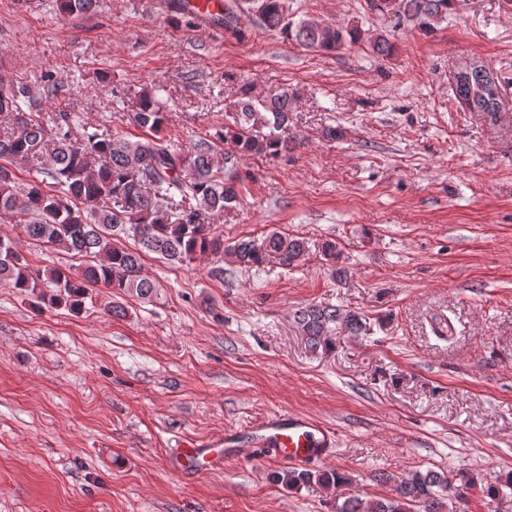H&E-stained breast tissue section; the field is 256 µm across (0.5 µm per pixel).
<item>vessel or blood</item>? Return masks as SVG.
Listing matches in <instances>:
<instances>
[{"instance_id":"b4317fda","label":"vessel or blood","mask_w":512,"mask_h":512,"mask_svg":"<svg viewBox=\"0 0 512 512\" xmlns=\"http://www.w3.org/2000/svg\"><path fill=\"white\" fill-rule=\"evenodd\" d=\"M253 447L266 456L289 465L304 466L329 458L336 449L337 435L330 427L288 410L273 413L249 432ZM230 448H206L186 442L173 453L170 464L184 473L198 469L216 471L230 455Z\"/></svg>"}]
</instances>
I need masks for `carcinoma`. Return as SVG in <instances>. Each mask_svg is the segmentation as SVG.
Instances as JSON below:
<instances>
[{
    "label": "carcinoma",
    "mask_w": 512,
    "mask_h": 512,
    "mask_svg": "<svg viewBox=\"0 0 512 512\" xmlns=\"http://www.w3.org/2000/svg\"><path fill=\"white\" fill-rule=\"evenodd\" d=\"M258 17L270 30L291 33L306 48L331 54L363 41L357 25L339 27L314 19L294 24L284 13V0H258ZM400 14L409 21L445 17L450 0H401ZM64 14L93 11L97 0H56ZM457 96L473 101L480 112H494L500 103L499 77L482 64L472 83H459ZM295 94L279 89L257 99L253 87L239 91L237 110L224 129L194 140L186 149L158 137L131 140L118 132H88L78 117L60 113L49 126L41 115L42 98L23 86L0 87V213L25 219L23 231L34 241L97 262L74 273L54 267H30L9 238L0 236V283L6 282L39 308L64 307L79 314L89 290L104 287L116 295L152 301L160 293L158 281L143 274L142 257L154 253L183 263L199 256L230 252L245 267L261 265L269 257L293 267L305 259L307 243L301 237L270 232L256 239L224 245L213 232L212 220L237 202L242 181L238 164L250 157H273L288 152V123ZM269 133L253 132L258 108ZM135 124L158 131L165 113L152 93L143 91L132 113ZM30 179L20 183L12 167L38 157ZM138 244L129 248L122 237ZM295 322L312 353L334 345L333 336L367 334L359 313L340 312L334 306L307 305L295 311ZM277 482L288 488L318 485L336 491V512H446L445 507L474 486L457 485L435 470L410 471L395 477L381 471L375 479L394 484L384 498L342 497L350 483L337 469H286Z\"/></svg>",
    "instance_id": "cac0c4a2"
}]
</instances>
